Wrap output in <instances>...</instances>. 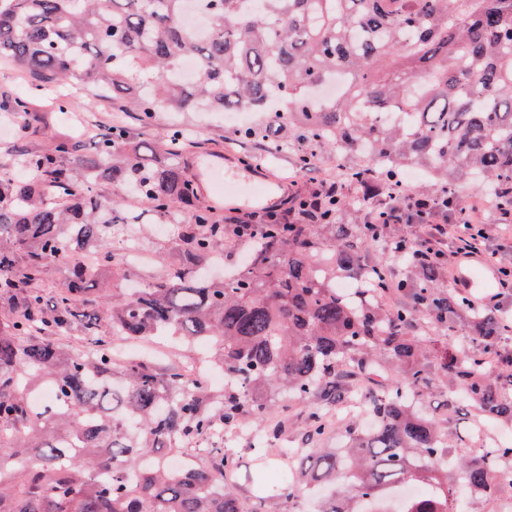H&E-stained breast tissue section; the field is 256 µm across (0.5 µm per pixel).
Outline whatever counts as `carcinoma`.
Here are the masks:
<instances>
[{"label":"carcinoma","instance_id":"cac0c4a2","mask_svg":"<svg viewBox=\"0 0 512 512\" xmlns=\"http://www.w3.org/2000/svg\"><path fill=\"white\" fill-rule=\"evenodd\" d=\"M186 2L0 0V59L130 104L144 125L162 109L261 114L233 135L268 152L319 146L357 192L308 217L315 195L304 197L261 224L247 268L216 280L204 270L224 261V225L186 174L183 128L148 146L119 124L89 150L64 135L21 151L25 180L0 168V512H247L226 480L236 460L214 444L286 401L314 405L308 467L272 488L259 449L249 475L259 492L328 484L319 512H379L418 481L429 492L397 512H453V487L434 476L447 434L419 406L430 381L419 323L467 324L474 351L440 350L434 368L472 420L512 423V352L500 348L512 319L443 289L441 265L413 262L417 280H392L366 253L391 255L403 240L381 216L412 209L391 181L399 171L422 169L442 190L462 173L498 194L512 186V0H206L204 35L184 26ZM184 58L197 63L187 84ZM337 73L346 93L320 100ZM374 183L389 206L371 224L339 223L347 208H372ZM133 191L159 221L182 226L179 254L163 279L109 300L95 280L116 266L118 225L139 223L123 207ZM88 246L93 261L64 267V287L47 296L46 268ZM77 326L92 350L60 345ZM115 337L204 344L224 387L142 355L116 363ZM363 377L372 430L318 447L326 409ZM46 384L52 398L37 407L31 397ZM507 472L512 440L458 464L482 498Z\"/></svg>","mask_w":512,"mask_h":512}]
</instances>
